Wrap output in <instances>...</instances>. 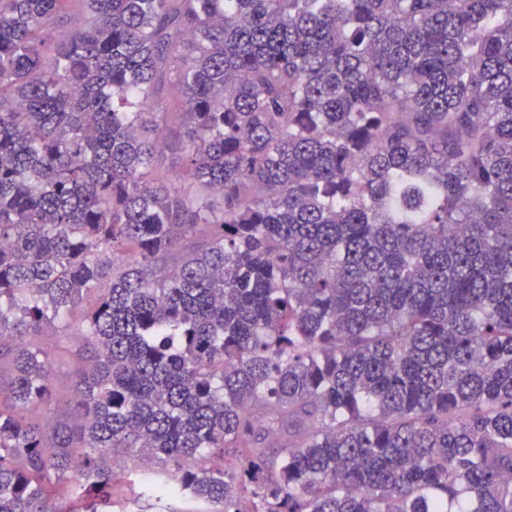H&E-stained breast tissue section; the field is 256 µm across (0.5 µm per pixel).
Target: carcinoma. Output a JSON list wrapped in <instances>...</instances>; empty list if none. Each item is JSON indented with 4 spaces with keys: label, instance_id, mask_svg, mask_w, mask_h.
Here are the masks:
<instances>
[{
    "label": "carcinoma",
    "instance_id": "cac0c4a2",
    "mask_svg": "<svg viewBox=\"0 0 512 512\" xmlns=\"http://www.w3.org/2000/svg\"><path fill=\"white\" fill-rule=\"evenodd\" d=\"M4 402L0 512H512V0H0ZM73 368L68 357H57L55 359L52 370L58 380L54 391L53 406L61 410L70 408L75 401V394L69 380Z\"/></svg>",
    "mask_w": 512,
    "mask_h": 512
}]
</instances>
